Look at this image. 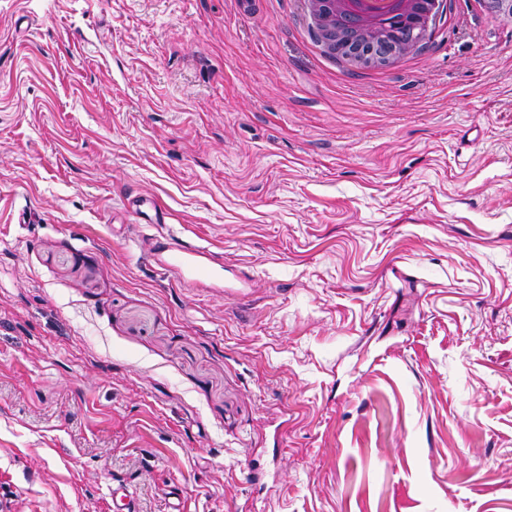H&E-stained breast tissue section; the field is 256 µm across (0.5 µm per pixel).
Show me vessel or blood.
Wrapping results in <instances>:
<instances>
[{
  "label": "vessel or blood",
  "mask_w": 512,
  "mask_h": 512,
  "mask_svg": "<svg viewBox=\"0 0 512 512\" xmlns=\"http://www.w3.org/2000/svg\"><path fill=\"white\" fill-rule=\"evenodd\" d=\"M152 255L165 271L190 286L207 285L217 276L216 257L210 250L180 241L170 234L156 238Z\"/></svg>",
  "instance_id": "obj_1"
}]
</instances>
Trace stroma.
<instances>
[{
	"mask_svg": "<svg viewBox=\"0 0 512 512\" xmlns=\"http://www.w3.org/2000/svg\"><path fill=\"white\" fill-rule=\"evenodd\" d=\"M442 4L364 68L307 0H0V512H512V18ZM171 234L156 237L154 259L177 280L190 286H204L217 277L214 263L218 259L205 247L192 245Z\"/></svg>",
	"mask_w": 512,
	"mask_h": 512,
	"instance_id": "35a3bbf8",
	"label": "stroma"
}]
</instances>
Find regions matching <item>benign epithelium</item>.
<instances>
[{
	"instance_id": "1",
	"label": "benign epithelium",
	"mask_w": 512,
	"mask_h": 512,
	"mask_svg": "<svg viewBox=\"0 0 512 512\" xmlns=\"http://www.w3.org/2000/svg\"><path fill=\"white\" fill-rule=\"evenodd\" d=\"M316 22L317 38L331 52L349 44L352 49L379 48L381 55H405L418 48V42L404 39L391 45H384L381 33L370 24H362L355 29L345 30L338 24V17L343 13L345 0H308ZM403 9L413 19L419 21L421 29L429 30L435 12L420 15V0H404Z\"/></svg>"
}]
</instances>
